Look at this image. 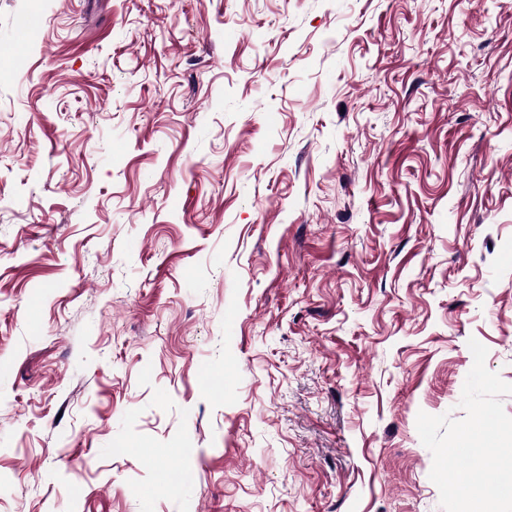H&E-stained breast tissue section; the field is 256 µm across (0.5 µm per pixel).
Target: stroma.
Here are the masks:
<instances>
[{
    "instance_id": "stroma-1",
    "label": "stroma",
    "mask_w": 512,
    "mask_h": 512,
    "mask_svg": "<svg viewBox=\"0 0 512 512\" xmlns=\"http://www.w3.org/2000/svg\"><path fill=\"white\" fill-rule=\"evenodd\" d=\"M472 338L512 0H0V512H443Z\"/></svg>"
}]
</instances>
